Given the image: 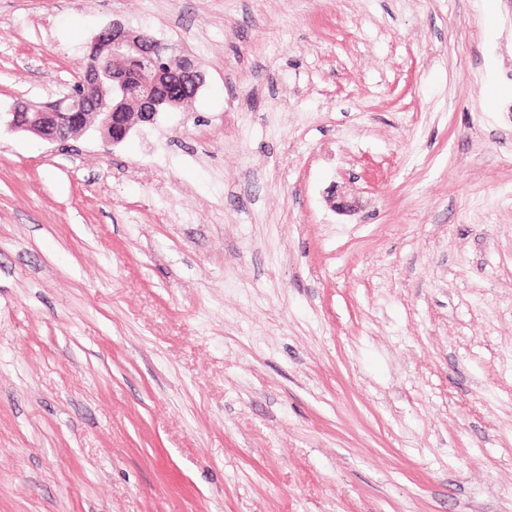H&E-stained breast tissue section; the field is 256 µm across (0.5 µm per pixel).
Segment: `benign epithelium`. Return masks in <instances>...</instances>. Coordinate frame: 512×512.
Segmentation results:
<instances>
[{"label":"benign epithelium","mask_w":512,"mask_h":512,"mask_svg":"<svg viewBox=\"0 0 512 512\" xmlns=\"http://www.w3.org/2000/svg\"><path fill=\"white\" fill-rule=\"evenodd\" d=\"M168 57L178 62L165 70L156 61ZM91 66L79 72L68 92L44 103L17 101L8 113L7 125L48 142H61L94 125L107 141L123 142L134 125L152 124L161 112L177 110L186 98L167 91L172 78L180 79L195 95L204 83L196 60L175 54L168 46L144 33L128 30L114 21L90 43ZM112 101V109L105 103Z\"/></svg>","instance_id":"benign-epithelium-1"}]
</instances>
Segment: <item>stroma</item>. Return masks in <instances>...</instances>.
<instances>
[{"mask_svg": "<svg viewBox=\"0 0 512 512\" xmlns=\"http://www.w3.org/2000/svg\"><path fill=\"white\" fill-rule=\"evenodd\" d=\"M115 19L205 82L0 127V512H512V0H0V114Z\"/></svg>", "mask_w": 512, "mask_h": 512, "instance_id": "35a3bbf8", "label": "stroma"}]
</instances>
